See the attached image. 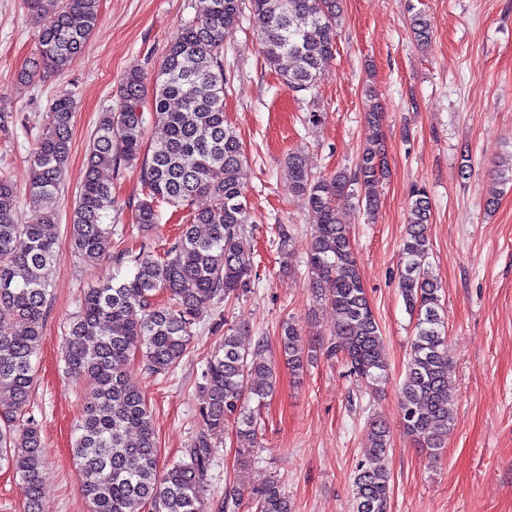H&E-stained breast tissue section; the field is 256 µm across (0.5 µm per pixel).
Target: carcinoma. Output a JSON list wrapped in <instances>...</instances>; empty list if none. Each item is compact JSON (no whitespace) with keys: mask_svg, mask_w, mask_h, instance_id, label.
Wrapping results in <instances>:
<instances>
[{"mask_svg":"<svg viewBox=\"0 0 512 512\" xmlns=\"http://www.w3.org/2000/svg\"><path fill=\"white\" fill-rule=\"evenodd\" d=\"M100 0H26L38 26L37 53L18 78L24 82L65 71L81 57L98 22ZM258 22L266 62L282 84L314 94L333 57L339 0H204V8L181 25L156 74L127 71L116 108L102 113L90 139L70 236L75 256L94 265L109 255L119 211L105 169L140 165L145 198L135 212L137 235L159 222V204L186 212L178 239L159 255L122 251L113 256L116 272L83 289L60 349L65 369L91 390L79 422L73 453L82 473L81 492L89 512H212L207 495L216 453L210 432L234 431L240 442L255 439L259 410L273 395L277 361L300 374L321 346L304 342L299 327L286 321L278 337V357L263 358L264 337L245 349L236 329L211 353L198 387L203 428L182 460L160 463L150 406L123 371L130 357L142 356L155 375L174 370L188 353L199 312L209 303L247 295L253 288L254 256L247 244L250 222L239 173L245 159L236 133L224 119V43L239 27L244 9ZM291 64H283L284 60ZM159 130L145 143L146 118ZM74 103L56 96L29 157L28 199L42 214L39 224L15 218V188L0 171V468L13 472L24 491L23 512H41L47 479L38 426L21 418L35 381V360L51 306L50 273L58 253L55 204L67 169ZM367 132L354 169L326 178L313 173L299 152L288 154L290 191L317 217L307 252L311 288L335 320L329 355H342L349 372L368 387L388 377L384 340L371 308L352 246L350 227L336 201L354 196L372 213L386 173L383 111L367 112ZM212 200L197 209L199 196ZM426 191L414 187L402 242L398 288L413 321V339L400 388L403 432L433 457L444 448L453 424L448 391L450 363L441 285L429 271ZM207 232L201 234L197 227ZM283 256L294 237L292 224L275 227ZM391 435L386 423L369 422L368 462L355 475L356 512H389L391 476L387 467ZM255 512H290L278 481L254 492Z\"/></svg>","mask_w":512,"mask_h":512,"instance_id":"carcinoma-1","label":"carcinoma"}]
</instances>
